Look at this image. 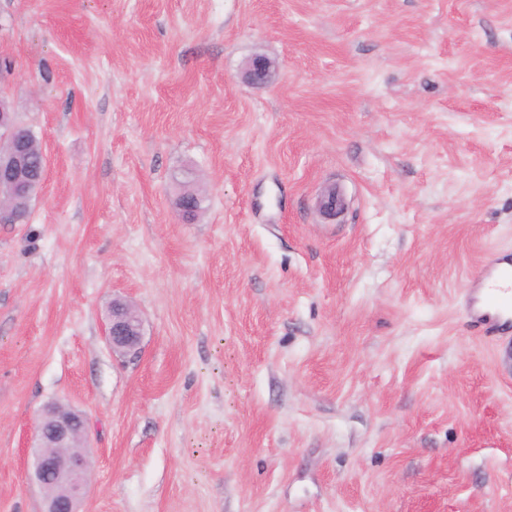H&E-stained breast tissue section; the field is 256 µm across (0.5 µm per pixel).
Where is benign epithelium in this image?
Here are the masks:
<instances>
[{"mask_svg":"<svg viewBox=\"0 0 512 512\" xmlns=\"http://www.w3.org/2000/svg\"><path fill=\"white\" fill-rule=\"evenodd\" d=\"M276 75L275 63L257 54L248 62L244 79L252 85H267ZM16 122L13 113H0V139L11 136L10 149L0 154V184L7 185L12 194L28 192L22 177L21 162L27 141L14 135ZM143 336L140 315L131 303L112 301V317L106 329V339L112 350L136 352ZM87 420L74 408L49 402L43 406L33 431V470L31 480L43 492V512H80L93 461L83 450Z\"/></svg>","mask_w":512,"mask_h":512,"instance_id":"benign-epithelium-1","label":"benign epithelium"}]
</instances>
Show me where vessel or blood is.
I'll use <instances>...</instances> for the list:
<instances>
[{"mask_svg":"<svg viewBox=\"0 0 512 512\" xmlns=\"http://www.w3.org/2000/svg\"><path fill=\"white\" fill-rule=\"evenodd\" d=\"M465 296L466 311L477 329L494 337L512 327V257L495 254L487 260Z\"/></svg>","mask_w":512,"mask_h":512,"instance_id":"1","label":"vessel or blood"}]
</instances>
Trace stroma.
<instances>
[{
	"label": "stroma",
	"mask_w": 512,
	"mask_h": 512,
	"mask_svg": "<svg viewBox=\"0 0 512 512\" xmlns=\"http://www.w3.org/2000/svg\"><path fill=\"white\" fill-rule=\"evenodd\" d=\"M1 59L48 167L0 224V512L50 401L81 512H512V332L462 307L512 251V0H0ZM275 75V63L261 54L253 56L244 70V79L252 85H268ZM179 185L181 186L182 190L181 193L177 197V205L178 201H190V204L194 207L195 212L193 215H184L186 219H198L201 212L203 211V194L198 191L194 187L195 184V173L186 170L181 174V179L178 180ZM176 205V206H177ZM179 207V205H178ZM203 213V212H202ZM188 216V217H187ZM111 319L106 329V339L113 351L135 353L141 344L143 324L140 315L130 302L112 301Z\"/></svg>",
	"instance_id": "35a3bbf8"
}]
</instances>
